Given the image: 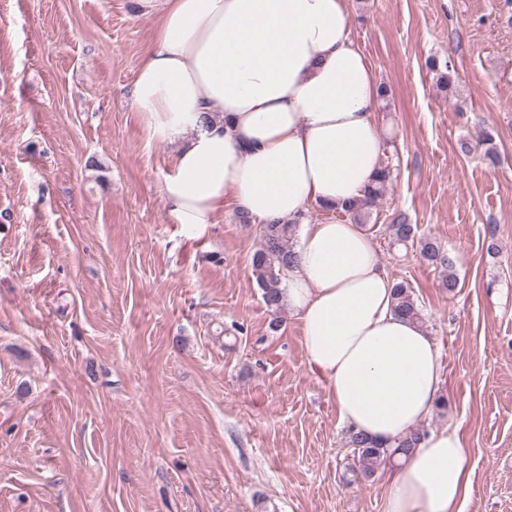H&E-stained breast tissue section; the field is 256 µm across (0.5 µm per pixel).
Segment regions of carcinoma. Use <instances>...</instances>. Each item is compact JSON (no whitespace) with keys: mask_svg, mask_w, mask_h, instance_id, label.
Instances as JSON below:
<instances>
[{"mask_svg":"<svg viewBox=\"0 0 512 512\" xmlns=\"http://www.w3.org/2000/svg\"><path fill=\"white\" fill-rule=\"evenodd\" d=\"M428 67L436 73L437 83L441 88L446 90L452 88L454 80L453 74L449 72L450 66H445V70L442 71L436 60L432 59L429 61ZM492 141L490 133H480L474 144L468 141L461 142L460 151L468 155L476 147L485 145L487 149L484 152V158L494 164L497 161V154L493 148L489 147ZM392 179L393 169L387 162L383 164L379 175L369 186L363 199L338 207L336 211L352 223L363 227L364 230H369L368 223L373 210L376 209L379 200L392 183ZM388 229L390 230L391 244L416 245L421 258L431 263L439 271L440 286L448 290L450 294L455 292L458 286L455 258L442 250L437 241L417 236L416 225L408 223L407 218L402 214L392 220ZM295 231L296 225L289 222L261 225L259 243L250 259L252 275L261 291L262 299L268 310L274 314L282 307L279 289L281 273L293 262L292 239ZM395 310L418 322L425 319L422 305L410 283L406 280L395 284ZM348 435L350 444L358 456L359 473L365 479L373 477L381 463L394 455V452L386 448L384 444L372 440L362 433L350 430Z\"/></svg>","mask_w":512,"mask_h":512,"instance_id":"obj_1","label":"carcinoma"}]
</instances>
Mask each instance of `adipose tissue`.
I'll return each instance as SVG.
<instances>
[{
	"label": "adipose tissue",
	"mask_w": 512,
	"mask_h": 512,
	"mask_svg": "<svg viewBox=\"0 0 512 512\" xmlns=\"http://www.w3.org/2000/svg\"><path fill=\"white\" fill-rule=\"evenodd\" d=\"M159 16L130 98L150 140L175 145L161 191L198 237L225 205L297 224L281 298L340 421L385 444L436 409L441 354L425 324L394 311V282L349 221L310 206L363 198L383 164L371 65L347 0H135ZM458 428L428 434L390 473L385 512H462Z\"/></svg>",
	"instance_id": "1"
}]
</instances>
